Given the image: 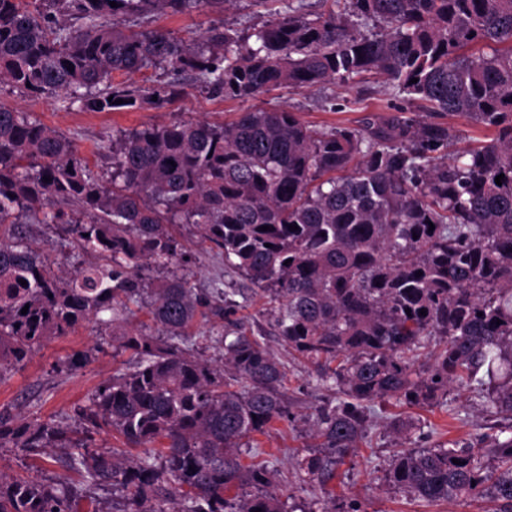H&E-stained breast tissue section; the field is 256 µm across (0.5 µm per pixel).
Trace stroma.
Returning a JSON list of instances; mask_svg holds the SVG:
<instances>
[{"label": "stroma", "mask_w": 512, "mask_h": 512, "mask_svg": "<svg viewBox=\"0 0 512 512\" xmlns=\"http://www.w3.org/2000/svg\"><path fill=\"white\" fill-rule=\"evenodd\" d=\"M243 28L256 24V8L251 0H238L236 6L220 12L202 8L183 14L160 13L151 17L149 28L192 40L217 22ZM386 89L380 79L367 76L350 89L332 85L311 89H276L255 99V106L266 109L286 108L300 121L321 130L335 126L362 127L366 120L382 121L400 113L412 116L423 113L422 102L403 99L387 104ZM0 105L28 113L31 119L55 128L68 137L77 152L95 173L105 172L104 158L113 137L146 127L179 121L205 120L224 124L246 110V103L211 93L198 83L186 86L185 94L164 106L143 103L133 109L91 112L64 93L32 95L9 84H0ZM178 241L192 254L190 262L174 263L172 271L185 276L199 291L214 288L247 287L248 282L237 273L225 270L224 259L202 244L191 227L177 225ZM31 235L46 245L54 269L74 273L94 263L95 254L80 249L51 225L35 224ZM267 305L265 294L253 296L240 314L251 325L252 332L280 358H287L288 347L274 332L271 317L261 315ZM105 345L85 366L68 370L65 359L76 351ZM201 358L215 361L224 354L223 322H198L185 341ZM124 353L110 346L107 332L95 322L80 323L67 336L46 341L36 348L25 366L0 377V413H10L30 421H54L76 427L74 409L88 403L97 387L109 379L124 360ZM286 393L295 422H276L266 434L256 435L263 460L272 463L278 473L277 492L286 505H305L313 512H345L349 501H356L359 512H487V501L466 499L457 502L428 503L413 500L383 486L382 477L401 443L386 435L385 418L396 415L429 432L433 445L470 441L476 434L492 433L504 424L503 415L490 411L480 399L464 391L448 393L447 404L414 407L379 403L374 408L376 424L357 449L354 457L336 468V476L326 486L302 482L297 466L298 456L306 455L307 426L304 415L326 398L325 389L316 384L314 368L295 362L288 373ZM0 471L42 482L66 480L77 489L80 498L77 512H105L114 497L111 490L88 488L80 476L62 467L56 457L25 453L12 447L0 448Z\"/></svg>", "instance_id": "1"}]
</instances>
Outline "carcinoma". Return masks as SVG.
Listing matches in <instances>:
<instances>
[{
  "mask_svg": "<svg viewBox=\"0 0 512 512\" xmlns=\"http://www.w3.org/2000/svg\"><path fill=\"white\" fill-rule=\"evenodd\" d=\"M39 2L0 0V82L93 112L171 102L188 78L247 101L372 73L426 115L317 131L257 108L228 124L153 126L112 140L104 178L62 133L0 106V378L91 319L129 353L77 407L81 433L0 414V447L62 449L85 483L120 493L123 512H284L274 470L242 455L291 420L286 367L234 318L249 289L200 294L175 273L145 276L184 258L175 224L280 300L277 336L333 393L312 413L318 450L298 460L302 480L355 454L377 402L431 405L456 388L512 416V0H323L321 12L255 0L265 13L252 32L224 23L193 42L126 18L235 0ZM150 67L172 80L113 81ZM448 115L494 134L450 158ZM31 224L60 225L105 263L56 275ZM133 305L158 335L121 328ZM199 317L225 322L218 364L172 343ZM101 432L142 453L95 450ZM382 480L415 500L512 512V432L402 448ZM75 494L0 473V512H73Z\"/></svg>",
  "mask_w": 512,
  "mask_h": 512,
  "instance_id": "carcinoma-1",
  "label": "carcinoma"
}]
</instances>
